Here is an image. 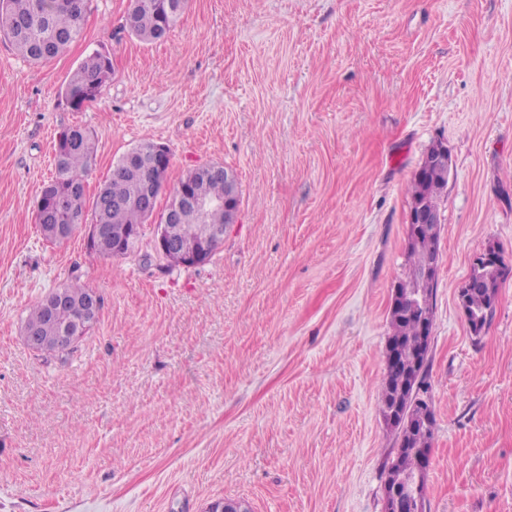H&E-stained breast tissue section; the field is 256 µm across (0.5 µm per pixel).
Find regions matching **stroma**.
I'll list each match as a JSON object with an SVG mask.
<instances>
[{
    "mask_svg": "<svg viewBox=\"0 0 512 512\" xmlns=\"http://www.w3.org/2000/svg\"><path fill=\"white\" fill-rule=\"evenodd\" d=\"M128 6L87 0L44 64L0 37V512H385L389 307L436 143L428 512H512V0H188L150 44ZM96 51L112 77L72 111L60 92ZM73 125L97 138L90 200L143 141L170 149L168 192L232 169L240 208L213 258L168 265L149 222L123 257L82 229L43 240ZM491 245L504 268L476 336L457 296ZM74 282L101 294L97 323L72 353L34 352L30 308ZM436 147L437 145H434L429 150L408 188L411 207L415 205L411 208L409 223L417 224L416 229L422 227L423 224H437L441 222L440 211L424 206H416L426 202L433 203L439 207L443 201L444 192L448 185L450 160L447 157L448 163L441 164L440 166L430 164L433 156L436 154ZM446 156L447 149L441 145L436 154V160L443 162L446 160Z\"/></svg>",
    "mask_w": 512,
    "mask_h": 512,
    "instance_id": "obj_1",
    "label": "stroma"
}]
</instances>
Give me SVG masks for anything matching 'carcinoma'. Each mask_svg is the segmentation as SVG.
Wrapping results in <instances>:
<instances>
[{"label": "carcinoma", "mask_w": 512, "mask_h": 512, "mask_svg": "<svg viewBox=\"0 0 512 512\" xmlns=\"http://www.w3.org/2000/svg\"><path fill=\"white\" fill-rule=\"evenodd\" d=\"M187 0H131L130 31L140 41L151 43L165 38L175 27ZM85 0H0V35L8 38L16 52L33 62H46L79 37L84 22ZM112 73L111 59L103 53L87 56L74 70L62 92L70 100V108L81 110L97 100ZM74 134V143L66 152L54 155L55 174L41 191L44 208L35 215L36 224H78L87 217L86 183L88 172L95 163L97 143L91 130L82 126L62 129L59 137ZM152 142L132 148L135 158L124 155L112 169L92 202V222L104 224L118 235L132 225L147 219L141 202L153 172L149 165ZM436 148H431L410 182L411 205L443 201L448 185V165L431 163ZM207 198L224 200V175L209 177L199 183ZM440 244V228L408 236V270L400 283L415 280L434 260ZM66 305L50 314L47 299L39 301L29 312L23 330H33L41 345L53 354V337L62 327H72L87 334L89 326L82 320L84 299L95 289L79 283L63 286ZM466 308L483 316L488 323L494 304L488 289L478 285L467 289ZM389 345L395 355L387 357L386 376L381 400V412L400 399L406 403L402 421L390 427L395 433L397 448L385 464V485L404 488L421 476L422 449L431 448L435 416L433 410L422 415L414 404L410 391L401 390L408 381L414 382L415 393L428 396V357H418L421 333L419 313L411 310L407 301L399 302L390 314Z\"/></svg>", "instance_id": "obj_1"}]
</instances>
